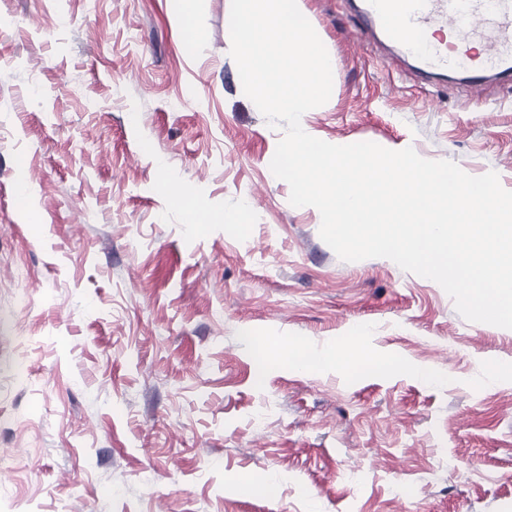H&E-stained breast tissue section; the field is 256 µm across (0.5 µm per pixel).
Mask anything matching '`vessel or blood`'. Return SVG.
I'll return each instance as SVG.
<instances>
[{"label": "vessel or blood", "instance_id": "b4317fda", "mask_svg": "<svg viewBox=\"0 0 512 512\" xmlns=\"http://www.w3.org/2000/svg\"><path fill=\"white\" fill-rule=\"evenodd\" d=\"M366 27H380L405 53L421 56L429 68H460L472 84L483 78L484 61L468 49L479 39L488 45L501 72L512 71V0H367ZM435 24L447 26L455 38L448 49L433 47L429 53L406 41L404 33Z\"/></svg>", "mask_w": 512, "mask_h": 512}]
</instances>
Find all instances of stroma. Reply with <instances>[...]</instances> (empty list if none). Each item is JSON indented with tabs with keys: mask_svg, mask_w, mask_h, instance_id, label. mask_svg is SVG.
I'll use <instances>...</instances> for the list:
<instances>
[{
	"mask_svg": "<svg viewBox=\"0 0 512 512\" xmlns=\"http://www.w3.org/2000/svg\"><path fill=\"white\" fill-rule=\"evenodd\" d=\"M355 2L301 0L335 60L303 129L512 191V80L420 75ZM230 10L0 0V512H512V329L290 204ZM353 336L377 367L262 350Z\"/></svg>",
	"mask_w": 512,
	"mask_h": 512,
	"instance_id": "35a3bbf8",
	"label": "stroma"
}]
</instances>
